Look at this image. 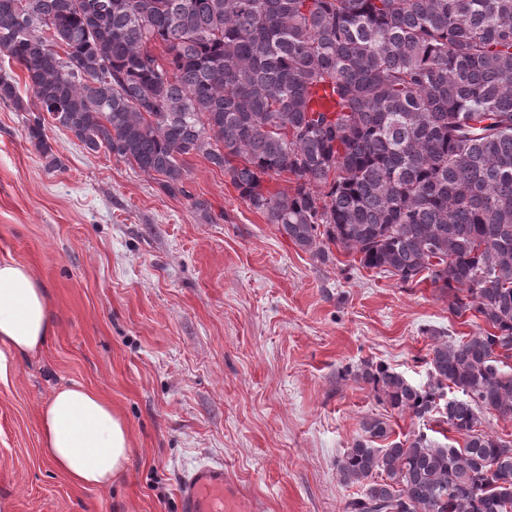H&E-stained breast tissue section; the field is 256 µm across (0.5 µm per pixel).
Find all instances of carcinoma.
Here are the masks:
<instances>
[{
    "instance_id": "obj_1",
    "label": "carcinoma",
    "mask_w": 512,
    "mask_h": 512,
    "mask_svg": "<svg viewBox=\"0 0 512 512\" xmlns=\"http://www.w3.org/2000/svg\"><path fill=\"white\" fill-rule=\"evenodd\" d=\"M1 46L33 100L1 75L0 102L42 152L46 113L171 195L201 156L318 261L335 245L403 286L425 273L483 320L435 339L424 386L356 373L464 446L372 417L338 470L361 486L345 512H512V441L477 432L512 417V0H0Z\"/></svg>"
}]
</instances>
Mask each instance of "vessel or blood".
<instances>
[{
  "label": "vessel or blood",
  "instance_id": "obj_1",
  "mask_svg": "<svg viewBox=\"0 0 512 512\" xmlns=\"http://www.w3.org/2000/svg\"><path fill=\"white\" fill-rule=\"evenodd\" d=\"M179 512H224V467L201 463L182 474Z\"/></svg>",
  "mask_w": 512,
  "mask_h": 512
}]
</instances>
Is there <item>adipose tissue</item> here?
I'll return each mask as SVG.
<instances>
[{"instance_id": "1", "label": "adipose tissue", "mask_w": 512, "mask_h": 512, "mask_svg": "<svg viewBox=\"0 0 512 512\" xmlns=\"http://www.w3.org/2000/svg\"><path fill=\"white\" fill-rule=\"evenodd\" d=\"M53 331L48 290L17 262H0V377L13 356L39 351ZM42 455L75 484L106 488L125 473L128 423L98 392L80 384L57 390L40 409Z\"/></svg>"}]
</instances>
